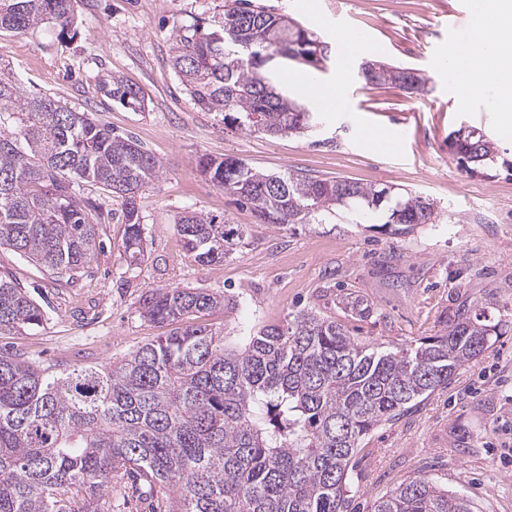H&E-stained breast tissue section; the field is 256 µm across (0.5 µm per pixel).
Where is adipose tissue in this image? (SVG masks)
Here are the masks:
<instances>
[{"mask_svg":"<svg viewBox=\"0 0 512 512\" xmlns=\"http://www.w3.org/2000/svg\"><path fill=\"white\" fill-rule=\"evenodd\" d=\"M478 29L461 36L456 49L438 65L459 103L495 88L501 107L502 125L512 124V64L497 61L498 52L512 44V0H472ZM311 104L333 110L344 106V84L319 82L311 73H297L294 81Z\"/></svg>","mask_w":512,"mask_h":512,"instance_id":"adipose-tissue-1","label":"adipose tissue"}]
</instances>
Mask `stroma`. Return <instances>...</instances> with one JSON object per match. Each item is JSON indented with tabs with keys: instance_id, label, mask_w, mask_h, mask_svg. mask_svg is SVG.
I'll use <instances>...</instances> for the list:
<instances>
[{
	"instance_id": "1",
	"label": "stroma",
	"mask_w": 512,
	"mask_h": 512,
	"mask_svg": "<svg viewBox=\"0 0 512 512\" xmlns=\"http://www.w3.org/2000/svg\"><path fill=\"white\" fill-rule=\"evenodd\" d=\"M332 45L318 77H343L345 108L323 112L300 135L270 137L225 127L221 116L196 109L171 65L177 29L201 20L216 29L225 0H80L74 30L45 25L25 35H0V63L112 130L132 135L157 158L158 177L140 194L147 240L143 262L123 261L116 204L103 189L75 183L77 198L100 204V247L76 286L57 284L35 263L0 247V276L25 288L44 311L38 327L0 336V348L73 368L107 366L168 335L144 318L140 303L154 288H206L228 299L207 321L224 331L226 346L243 345L266 325L301 310L345 323L352 336L382 347H405L440 335L458 308L488 306L512 319V138L498 134L500 110L489 94L457 105L437 62L457 41L451 16L471 0H320L324 20L303 0H257ZM365 33L366 57L344 60L337 25ZM416 70L423 91L410 94L360 75L363 59ZM141 88L146 107L132 111L100 92L103 76ZM480 129L497 148L488 169L462 167L449 135ZM386 140L375 149L371 136ZM403 138L401 149L390 141ZM233 156L268 173L299 170L320 178L412 193L435 203L434 223L411 232L367 214L341 210L319 224L274 228L258 223L223 189L200 174L201 156ZM185 211L223 217L243 237L223 262L201 265L182 248L175 219ZM368 305L361 317L343 295ZM512 326L492 346L399 419L362 441L349 481L351 512L415 477L471 500L474 512H512ZM112 512H152L148 484L124 481L105 489Z\"/></svg>"
}]
</instances>
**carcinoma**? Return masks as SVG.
<instances>
[{
    "mask_svg": "<svg viewBox=\"0 0 512 512\" xmlns=\"http://www.w3.org/2000/svg\"><path fill=\"white\" fill-rule=\"evenodd\" d=\"M76 0H0V34L74 23ZM172 66L196 109L238 130L271 137L319 125L266 76L274 63L321 69L331 46L253 0L224 6L221 30L193 23L174 35ZM372 83L412 81V69L381 65ZM100 90L144 109L139 87L110 75ZM452 148L474 171L494 159L487 139L460 135ZM202 174L249 207L260 224L321 222L341 208L387 224H429L434 203L347 179L264 173L242 160L203 157ZM158 160L132 136L87 112L28 89L0 67V246L74 283L96 250L102 207L74 196L73 180L112 195L122 214L123 255L145 257L141 189ZM194 261H224L238 229L186 212L176 219ZM224 308L206 288H157L143 314L169 334L108 366L73 369L0 352V512H110L102 491L138 478L158 489L157 512H348L347 488L361 440L448 381L502 335L505 323L459 309L442 334L414 348L383 350L313 310L264 326L244 347H224L202 317ZM23 288L0 278V335L42 323ZM372 512H473L462 494L413 478Z\"/></svg>",
    "mask_w": 512,
    "mask_h": 512,
    "instance_id": "cac0c4a2",
    "label": "carcinoma"
}]
</instances>
